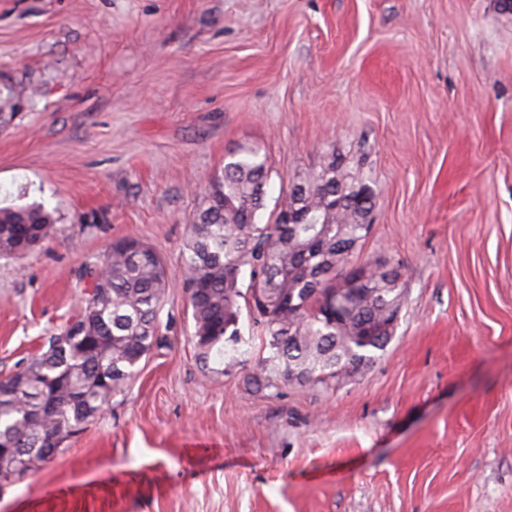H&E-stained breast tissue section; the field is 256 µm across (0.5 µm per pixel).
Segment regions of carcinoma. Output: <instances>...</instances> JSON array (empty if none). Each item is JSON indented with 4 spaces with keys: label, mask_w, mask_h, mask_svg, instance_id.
Returning <instances> with one entry per match:
<instances>
[{
    "label": "carcinoma",
    "mask_w": 512,
    "mask_h": 512,
    "mask_svg": "<svg viewBox=\"0 0 512 512\" xmlns=\"http://www.w3.org/2000/svg\"><path fill=\"white\" fill-rule=\"evenodd\" d=\"M22 91L0 87V110ZM270 169L258 151L231 153L210 183L207 204L189 225L183 285L199 357L224 354L246 307L268 356L254 378L268 388L295 381L330 386L336 370L367 364L394 331L381 327L405 304L401 263L364 272L355 254L368 236L375 195L331 156L267 210ZM267 220H262L264 211ZM56 231L41 206L0 209V239L22 255ZM84 306L48 348L0 382V484L46 462L39 449L65 447L133 381L157 340L169 282L162 258L133 236L112 242Z\"/></svg>",
    "instance_id": "1"
}]
</instances>
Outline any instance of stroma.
Masks as SVG:
<instances>
[{
  "label": "stroma",
  "mask_w": 512,
  "mask_h": 512,
  "mask_svg": "<svg viewBox=\"0 0 512 512\" xmlns=\"http://www.w3.org/2000/svg\"><path fill=\"white\" fill-rule=\"evenodd\" d=\"M0 207L52 237L0 255V377L80 312L113 240L173 286L130 386L0 512H512V7L505 0H0ZM269 200L329 153L373 189L358 261H403L374 362L252 382L248 316L202 362L187 226L239 148Z\"/></svg>",
  "instance_id": "obj_1"
}]
</instances>
